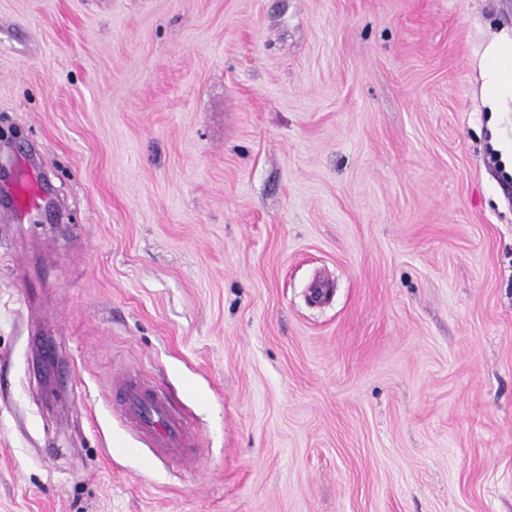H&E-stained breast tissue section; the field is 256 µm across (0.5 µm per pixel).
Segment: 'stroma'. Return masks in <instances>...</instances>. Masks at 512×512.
Returning <instances> with one entry per match:
<instances>
[{"label":"stroma","instance_id":"stroma-1","mask_svg":"<svg viewBox=\"0 0 512 512\" xmlns=\"http://www.w3.org/2000/svg\"><path fill=\"white\" fill-rule=\"evenodd\" d=\"M505 36L512 0H0V213L56 201L0 223V512H512ZM483 91L492 105L512 100V41L500 40L489 50ZM112 387L121 398L125 423L156 455L193 460V433L164 395L141 380L121 378Z\"/></svg>","mask_w":512,"mask_h":512}]
</instances>
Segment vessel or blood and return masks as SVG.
<instances>
[{"mask_svg": "<svg viewBox=\"0 0 512 512\" xmlns=\"http://www.w3.org/2000/svg\"><path fill=\"white\" fill-rule=\"evenodd\" d=\"M122 404L127 426L156 455L190 460L194 436L184 418L174 411L169 400L147 382L121 378L113 383Z\"/></svg>", "mask_w": 512, "mask_h": 512, "instance_id": "vessel-or-blood-1", "label": "vessel or blood"}]
</instances>
